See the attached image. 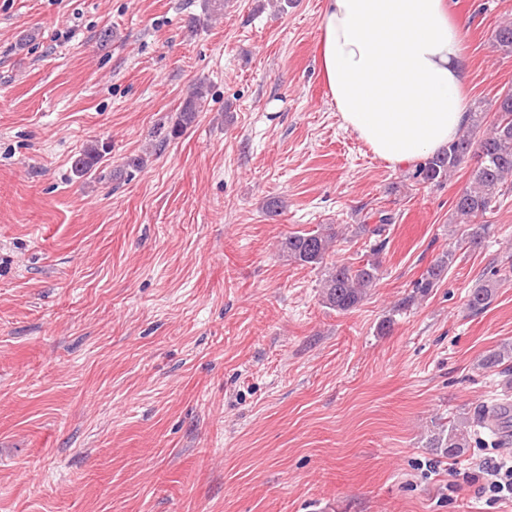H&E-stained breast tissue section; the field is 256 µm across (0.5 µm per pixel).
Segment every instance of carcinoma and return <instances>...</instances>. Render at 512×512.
I'll return each mask as SVG.
<instances>
[{
	"instance_id": "cac0c4a2",
	"label": "carcinoma",
	"mask_w": 512,
	"mask_h": 512,
	"mask_svg": "<svg viewBox=\"0 0 512 512\" xmlns=\"http://www.w3.org/2000/svg\"><path fill=\"white\" fill-rule=\"evenodd\" d=\"M494 41L499 50L512 55V22L499 25L494 31ZM207 87L197 83L183 99L176 121L170 128L169 136L177 138L196 120L203 110ZM496 118L487 122V113L468 114L465 130L459 137L448 143L441 152L428 157L419 165L413 177L427 184L440 185L448 180L460 162L469 154L477 156L469 184L462 189L454 202L456 223L464 225L460 233V244L471 250L482 247L490 238L492 225L486 216L500 205L512 185V90H508L495 101ZM104 148L99 144L86 146L73 160L74 173L83 177L94 172L101 162ZM336 231L331 225H322L305 232L292 233L280 243L279 252L289 262L298 264L323 265L333 243ZM384 243L373 247L374 258L357 267L333 264L325 269L322 280V302L339 312L356 309L368 296L371 288L380 280V262L376 258ZM455 252L450 250L431 264L415 284L416 293L425 296L448 272ZM495 285L490 281L477 284L467 295V306L474 312L486 309L492 302ZM512 362V343L505 342L488 351L480 365L485 370L509 372L507 363ZM479 421H487L486 429L499 438H508L509 423L512 422V408L499 403L489 411L480 414ZM468 419L458 417L448 424H441L430 438V447L436 452L449 456L456 455L469 447Z\"/></svg>"
}]
</instances>
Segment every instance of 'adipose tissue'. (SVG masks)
<instances>
[{
  "instance_id": "obj_1",
  "label": "adipose tissue",
  "mask_w": 512,
  "mask_h": 512,
  "mask_svg": "<svg viewBox=\"0 0 512 512\" xmlns=\"http://www.w3.org/2000/svg\"><path fill=\"white\" fill-rule=\"evenodd\" d=\"M461 42L445 0H323L319 65L344 128L392 165L441 150L467 122Z\"/></svg>"
}]
</instances>
